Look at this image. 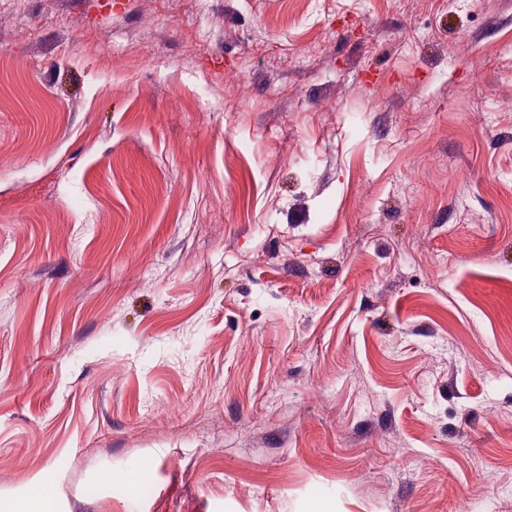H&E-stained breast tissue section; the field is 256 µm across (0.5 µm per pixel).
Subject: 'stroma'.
I'll use <instances>...</instances> for the list:
<instances>
[{
  "label": "stroma",
  "instance_id": "1",
  "mask_svg": "<svg viewBox=\"0 0 512 512\" xmlns=\"http://www.w3.org/2000/svg\"><path fill=\"white\" fill-rule=\"evenodd\" d=\"M0 512H512V0H0Z\"/></svg>",
  "mask_w": 512,
  "mask_h": 512
}]
</instances>
